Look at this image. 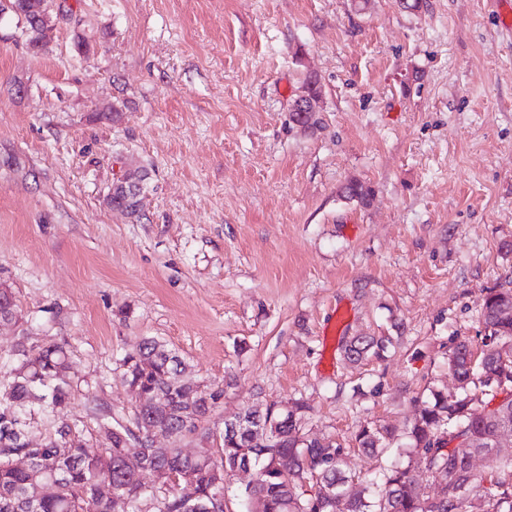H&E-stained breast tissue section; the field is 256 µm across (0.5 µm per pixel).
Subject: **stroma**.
I'll return each mask as SVG.
<instances>
[{
  "mask_svg": "<svg viewBox=\"0 0 512 512\" xmlns=\"http://www.w3.org/2000/svg\"><path fill=\"white\" fill-rule=\"evenodd\" d=\"M420 3L53 0L74 19L40 54L0 17V284L37 341L68 342L91 449L89 406L128 416L119 360L146 337L223 387L215 426L305 402L363 477L393 455L354 450L359 425L453 387L449 348L512 273V32L494 0ZM125 168L136 217L106 202ZM369 332L385 358L345 366L340 337ZM305 85L309 86V90L311 92V95H313L317 110L315 112H311L308 109H301L298 108L297 110H294L291 113V119L294 121V119H298L300 121H303L305 124H308L312 126L314 129H318L321 126V107L318 102L321 100V88L319 85V82L316 78L312 76H307ZM290 113H289V119H290Z\"/></svg>",
  "mask_w": 512,
  "mask_h": 512,
  "instance_id": "obj_1",
  "label": "stroma"
}]
</instances>
